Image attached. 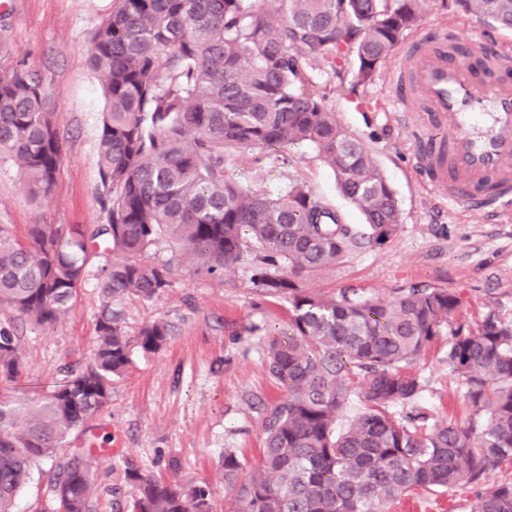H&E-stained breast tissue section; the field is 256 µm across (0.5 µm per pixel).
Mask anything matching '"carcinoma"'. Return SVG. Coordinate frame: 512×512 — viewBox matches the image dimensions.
<instances>
[{"instance_id":"1","label":"carcinoma","mask_w":512,"mask_h":512,"mask_svg":"<svg viewBox=\"0 0 512 512\" xmlns=\"http://www.w3.org/2000/svg\"><path fill=\"white\" fill-rule=\"evenodd\" d=\"M479 21L512 29V0H455ZM422 0H113L90 37L88 63L105 99L97 143L106 222L91 230L33 224L19 241L0 225V379L23 371L20 319L50 327L74 309L79 287L98 280L102 304L90 363H66L64 385L36 397L0 394V512H12L33 465L53 458V512H95L98 454H59L71 432L112 396L132 346L162 349L164 320L125 331L112 302L151 301L170 286L171 263L147 258L160 238L196 272L221 274L249 252L264 266L251 283L288 295V328L268 340L267 367L285 397L265 419L259 465L224 451V484L235 512H386L422 492L478 485L472 512H512V481L491 471L512 461V321L489 310L472 329L454 320L461 298L447 288H398L389 300L347 288L309 291L303 279L365 243L381 246L401 212L385 173L326 104L307 73L323 61L336 76L354 57L353 82L371 83L418 26ZM43 79L0 65V162L30 196L53 191L66 149ZM307 144L332 170L339 192L364 216L356 228L297 180L270 197L230 175L227 159L259 151L282 165ZM97 252L121 259L93 275ZM439 336L470 408L463 423L427 429L428 414L388 407L415 401L422 384L405 367ZM365 410L341 427L352 395ZM129 512H212L209 484L159 480L128 459Z\"/></svg>"}]
</instances>
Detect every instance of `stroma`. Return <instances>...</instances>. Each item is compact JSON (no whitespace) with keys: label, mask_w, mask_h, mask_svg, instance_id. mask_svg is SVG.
I'll return each instance as SVG.
<instances>
[{"label":"stroma","mask_w":512,"mask_h":512,"mask_svg":"<svg viewBox=\"0 0 512 512\" xmlns=\"http://www.w3.org/2000/svg\"><path fill=\"white\" fill-rule=\"evenodd\" d=\"M112 0H0L7 28L0 32V63H21L46 81L49 107L58 113L67 157L49 198L32 201L17 170L0 165V224L25 239L32 224L104 223L97 185V140L104 99L88 63L89 37L111 10ZM450 30L463 42L500 43L505 30L457 11L453 0H426L420 30ZM309 73L322 84L326 103L361 138L384 171L401 210L397 234L385 245L353 250L335 265L307 277L313 291L346 288L388 298L410 286L447 288L462 300L461 319L476 324L488 310L512 320V220L501 223L471 216L462 205L439 203L415 172V139L388 103L391 76L381 67L372 84L349 91L351 75L336 77L328 64L311 63ZM290 166L270 160L235 165L242 183L274 194L296 178L339 211L346 223L364 218L338 191L334 175L305 145H291ZM255 256L220 276L175 271L158 298L118 301L124 326L135 333L146 321H168L173 333L158 353L133 349L127 373L112 383V398L74 430L71 447L111 436L112 452L95 464V498L125 504L131 487L126 459L137 461L169 481L208 483L213 512H229L224 492L225 450L246 467L257 464L264 444V420L285 391L266 369L264 348L272 334L288 325L287 296L256 292L250 277ZM100 294L95 281L82 286L75 309L52 326H25L21 353L25 370L0 389L34 396L64 382L60 367L86 365L96 341ZM447 337H439L408 367L424 388L416 401L431 422L465 421L469 415L458 377L445 359ZM52 461L35 466L16 501V512H52L49 480ZM475 492L463 488L419 499L406 497L390 512H471Z\"/></svg>","instance_id":"1"}]
</instances>
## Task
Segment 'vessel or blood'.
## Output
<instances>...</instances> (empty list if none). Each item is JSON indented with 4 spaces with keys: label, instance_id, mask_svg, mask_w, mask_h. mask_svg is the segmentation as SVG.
I'll use <instances>...</instances> for the list:
<instances>
[{
    "label": "vessel or blood",
    "instance_id": "vessel-or-blood-1",
    "mask_svg": "<svg viewBox=\"0 0 512 512\" xmlns=\"http://www.w3.org/2000/svg\"><path fill=\"white\" fill-rule=\"evenodd\" d=\"M500 81L479 85L446 31L422 35L392 62L391 99L420 130L416 168L449 204L512 216V47L477 43Z\"/></svg>",
    "mask_w": 512,
    "mask_h": 512
}]
</instances>
